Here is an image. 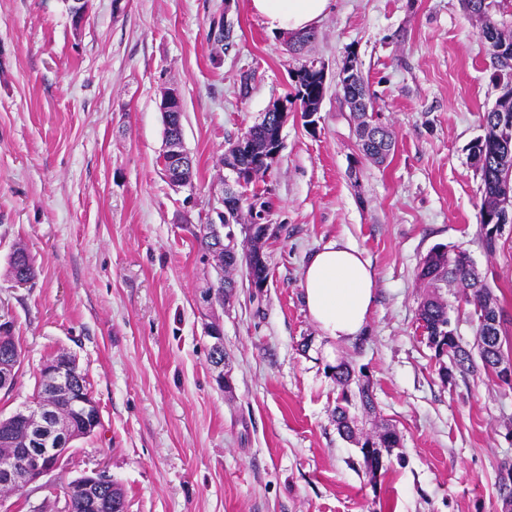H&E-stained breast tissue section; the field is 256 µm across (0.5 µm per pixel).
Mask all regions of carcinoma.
<instances>
[{
  "instance_id": "obj_1",
  "label": "carcinoma",
  "mask_w": 512,
  "mask_h": 512,
  "mask_svg": "<svg viewBox=\"0 0 512 512\" xmlns=\"http://www.w3.org/2000/svg\"><path fill=\"white\" fill-rule=\"evenodd\" d=\"M469 14L481 12L484 26L480 31L485 40L488 53L496 60L497 69L512 65L511 56H501L497 48L505 44L512 47V28L496 18L491 0H463ZM294 80V98L304 108L325 94V86L318 72L301 64L297 68ZM353 118L360 125L371 124L368 133L358 142L359 151L377 163L385 162L394 150L395 141L390 130L373 116L366 115L365 109H374V100L365 81L354 88L343 91ZM251 150L233 157L230 164L245 170L252 169L257 158L279 135V127L272 124L263 128H250ZM473 157L472 167L480 174L482 205L480 210V231L488 250L495 249L497 235L492 226L512 224V210L499 207L500 196L504 188L512 189V130L505 133L499 129V113L491 110L483 115L482 134L475 138L468 148ZM223 266L218 273L215 297L223 302L233 295L238 288L236 273L244 271L243 256L235 257L228 252H221ZM11 279L33 280L35 270L26 250L18 248L10 260ZM418 281L426 288L418 306V320L424 331L429 348L439 362V375L446 381L456 377L463 379L481 369L487 378H501L497 365L505 362L512 364V342L503 332L502 309L487 310V304L493 300L486 277L473 266L465 251L450 248L444 252L432 249L422 260L418 272ZM453 289L455 301L469 307L467 317L476 325L478 336L477 349L474 353L464 347L452 328V314H461V307H455L444 298L443 289ZM10 356L16 363L22 362V351L11 333H0V362L4 356ZM336 383L341 386V393L336 400L334 410L338 433L343 438L356 443L362 455L363 463L370 479L384 468V458L391 455L392 449L399 446L397 432L387 427L382 432L362 438L355 436L350 409L360 407L364 410L374 409V400L370 383L355 376L353 369L346 363L329 368ZM24 426L12 419L0 422V461L9 457L8 439L23 432ZM498 492L502 501L503 512H512V459L500 462L498 470Z\"/></svg>"
}]
</instances>
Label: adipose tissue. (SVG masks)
<instances>
[{"mask_svg": "<svg viewBox=\"0 0 512 512\" xmlns=\"http://www.w3.org/2000/svg\"><path fill=\"white\" fill-rule=\"evenodd\" d=\"M332 0H248L272 34L301 32L318 25ZM376 276L356 247L332 241L314 250L303 270L308 313L323 339L345 344L367 329L375 296Z\"/></svg>", "mask_w": 512, "mask_h": 512, "instance_id": "obj_1", "label": "adipose tissue"}]
</instances>
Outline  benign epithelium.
<instances>
[{
    "label": "benign epithelium",
    "mask_w": 512,
    "mask_h": 512,
    "mask_svg": "<svg viewBox=\"0 0 512 512\" xmlns=\"http://www.w3.org/2000/svg\"><path fill=\"white\" fill-rule=\"evenodd\" d=\"M361 70L355 57L346 58L339 73L340 82L345 85H355L359 82ZM159 109L167 117L163 155L171 165L170 184L181 189L190 185V180L181 175V169L190 154L184 146V129L181 125L182 99L175 88L166 89L161 95ZM229 175L225 176L220 207L215 209L216 215L222 217L230 210L242 205L239 193L234 186L244 183L243 173L234 166L227 167ZM208 231L219 242L224 244V250L235 252L239 249L237 235L224 238V226L221 222H212ZM206 335L212 339L210 351L214 358V368L218 370L217 382L220 387L229 389L232 386L231 375L224 372V361L220 360L224 352V334L216 324H208ZM42 377L56 387L68 400L72 418H60L47 407H28L16 415L29 434V447L20 451L19 460L0 462V483L7 485L16 492L28 497L30 487L36 484L49 472L65 467L66 456L75 441L72 432V419L84 421L85 429L94 432L101 421L94 401L77 389L71 383L70 366L64 362L47 363L41 371ZM112 483V478L105 472L95 468L84 471L80 477L73 480L79 487L82 496L84 512H105L110 503L101 497V487Z\"/></svg>",
    "instance_id": "obj_1"
}]
</instances>
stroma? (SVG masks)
I'll list each match as a JSON object with an SVG mask.
<instances>
[{"label": "stroma", "instance_id": "1", "mask_svg": "<svg viewBox=\"0 0 512 512\" xmlns=\"http://www.w3.org/2000/svg\"><path fill=\"white\" fill-rule=\"evenodd\" d=\"M72 4L0 0V319L23 355L0 414L32 400L64 349L101 416L44 484L100 467L128 512H502L512 386L480 372L444 382L417 320V269L454 246L487 274L512 335V224L487 250L467 151L499 95L496 68L461 0H334L309 51L327 69L318 124L289 103L259 184L267 286L211 306L200 297L215 262L194 234L222 194L221 159L291 92L301 60L247 0H89L79 22ZM351 54L396 138L382 165L358 151L338 85ZM169 87L197 167L179 191L160 162ZM335 239L376 274L366 336L335 348L373 388L356 428L400 436L374 482L336 429L339 388L302 295L309 255ZM19 246L35 269L24 288L8 277ZM210 322L224 331L228 391ZM218 324L212 323L206 325L205 333L207 336H210V338L213 340L210 351L213 354L214 358V368L219 370L217 375V382L220 387L224 389H231L232 386V380L231 375L224 373V358L225 355H223V360H220V357L222 353L224 352V334L221 327H217Z\"/></svg>", "mask_w": 512, "mask_h": 512}]
</instances>
